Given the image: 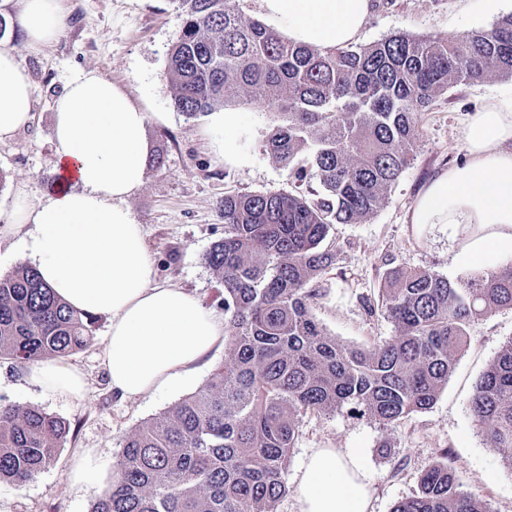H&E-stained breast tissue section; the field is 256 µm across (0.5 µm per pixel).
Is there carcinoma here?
<instances>
[{"label": "carcinoma", "mask_w": 512, "mask_h": 512, "mask_svg": "<svg viewBox=\"0 0 512 512\" xmlns=\"http://www.w3.org/2000/svg\"><path fill=\"white\" fill-rule=\"evenodd\" d=\"M242 0H177L184 24L168 57L174 105L190 118L239 94L280 116L264 143L305 193L224 196V237L206 255L224 286V362L198 392L136 427L91 512H276L299 424L347 409L384 426L426 410L470 342V325L512 309V264L452 281L389 267L377 308L398 334L374 345L331 336L308 285L337 264L335 224L379 208L410 164L421 113L458 84L512 77V14L448 40L394 34L322 49L288 42ZM93 341L34 268L0 276V359L62 358ZM472 416L494 448H512V337L478 379ZM70 423L0 403V483L54 465ZM392 512H490L462 490L444 452Z\"/></svg>", "instance_id": "1"}]
</instances>
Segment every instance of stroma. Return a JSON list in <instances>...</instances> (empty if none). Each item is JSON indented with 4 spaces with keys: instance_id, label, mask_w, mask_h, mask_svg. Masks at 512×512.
<instances>
[{
    "instance_id": "1",
    "label": "stroma",
    "mask_w": 512,
    "mask_h": 512,
    "mask_svg": "<svg viewBox=\"0 0 512 512\" xmlns=\"http://www.w3.org/2000/svg\"><path fill=\"white\" fill-rule=\"evenodd\" d=\"M64 6L65 35L35 56L25 47L19 0H0V14L9 22L0 44L13 49L28 69L34 112L31 125L0 141V276L27 262L24 230L7 227L17 193L25 192L35 203L53 188L54 100L72 78L90 70L125 88L146 111L165 113V121L151 122L148 128L152 153L162 163L148 165L145 181L128 205L144 226L159 281L223 310L224 288L204 256L224 235L225 196L297 189L287 170L263 149L275 115L244 95L229 103V111L239 116L234 137L240 159L225 162L213 146L212 115L190 119L174 105L168 53L184 22L176 0H64ZM510 13L512 0H373L356 41L366 45L398 32L445 39L490 28ZM492 98L511 105L512 78L461 84L439 96L421 116L423 133L411 165L392 184L380 208L360 223L332 227L327 243L336 250L338 262L314 281L319 295L312 312L336 339L371 345L396 335L395 325L375 309L387 268H431L453 280L465 276V269L453 261L447 235L419 231L408 214L430 179L462 160L463 130L473 112ZM94 321L92 345L68 359L88 381L80 404L41 395L26 381L23 366L0 359V403L32 405L73 427L55 466L20 487L0 483V512H90L108 487L130 431L196 392L224 360L223 351H214L176 389L122 400L113 394L102 366L110 319L98 315ZM470 336L469 348L433 406L396 427L346 410L304 416L290 452L288 477H295L316 449L354 452L373 486L370 512H392L398 501L416 491L421 475L444 452L464 491L483 499L491 512H512V470L503 465L500 451L490 445L469 410L477 380L512 337V309L473 322ZM85 449L94 451L97 472L83 483H70L72 461Z\"/></svg>"
}]
</instances>
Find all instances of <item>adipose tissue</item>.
Masks as SVG:
<instances>
[{"instance_id": "ef3b65f1", "label": "adipose tissue", "mask_w": 512, "mask_h": 512, "mask_svg": "<svg viewBox=\"0 0 512 512\" xmlns=\"http://www.w3.org/2000/svg\"><path fill=\"white\" fill-rule=\"evenodd\" d=\"M265 25L290 42H352L371 0H257ZM27 47L41 53L64 36L63 0H20ZM33 119L32 81L12 49L0 46V140ZM54 171L61 188L33 204L19 198L14 227L29 229V258L71 307L111 319L103 368L115 395L144 398L173 388L224 346V316L192 293L160 284L127 199L145 177L148 114L128 92L95 72L74 77L54 106ZM466 159L417 197L410 223L446 233L457 264L512 262V107L495 100L464 130ZM27 381L43 395L78 403L88 383L75 366L42 360ZM298 512H369L372 489L353 453L319 448L295 482Z\"/></svg>"}]
</instances>
